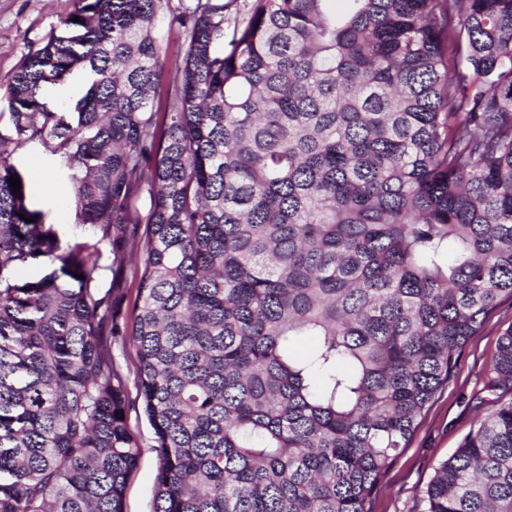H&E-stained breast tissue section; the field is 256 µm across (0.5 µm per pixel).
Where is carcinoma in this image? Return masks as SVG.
<instances>
[{
	"mask_svg": "<svg viewBox=\"0 0 512 512\" xmlns=\"http://www.w3.org/2000/svg\"><path fill=\"white\" fill-rule=\"evenodd\" d=\"M332 2L250 0L227 32L224 0H77L14 72L0 512H123L139 458L97 260L28 208L13 162L28 143L68 171L113 265L145 225L124 332L158 442L153 512H370L459 352L512 298V0ZM161 16L186 35L167 78ZM76 71L84 96L50 107ZM40 258L44 276L17 283ZM487 378L496 397L425 512H512V326Z\"/></svg>",
	"mask_w": 512,
	"mask_h": 512,
	"instance_id": "carcinoma-1",
	"label": "carcinoma"
}]
</instances>
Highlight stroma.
Instances as JSON below:
<instances>
[{"mask_svg": "<svg viewBox=\"0 0 512 512\" xmlns=\"http://www.w3.org/2000/svg\"><path fill=\"white\" fill-rule=\"evenodd\" d=\"M75 6V0H0V133L9 128L6 98L13 73L30 50L61 34L62 22ZM15 163L32 187L28 208L42 212L44 223L53 226L62 245L88 242L98 246L102 268L96 273L97 288L108 295L120 322H130L137 283L130 268L111 270L110 243L79 224L70 202L73 187L66 171L37 144L18 150ZM511 326L512 299L507 298L465 344L448 384L435 395L407 447L373 494L371 512H424L423 491L439 463L459 447L490 406L487 372L497 354L499 336ZM106 343L126 386L127 427L140 448L138 464L128 477L123 509L153 512L159 460L155 432L137 390L136 349L126 336L107 337Z\"/></svg>", "mask_w": 512, "mask_h": 512, "instance_id": "obj_1", "label": "stroma"}]
</instances>
